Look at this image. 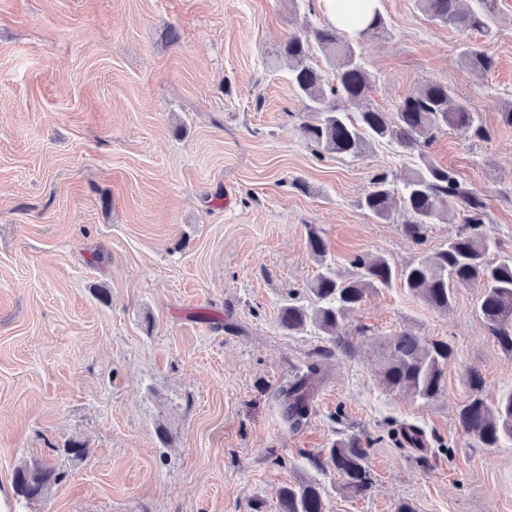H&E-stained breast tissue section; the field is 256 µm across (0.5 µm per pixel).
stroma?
<instances>
[{
  "label": "stroma",
  "mask_w": 512,
  "mask_h": 512,
  "mask_svg": "<svg viewBox=\"0 0 512 512\" xmlns=\"http://www.w3.org/2000/svg\"><path fill=\"white\" fill-rule=\"evenodd\" d=\"M379 9L387 33L362 43L371 104L392 111L428 81L466 103L489 138L447 130L429 154L483 195L486 230L512 253V0L469 35L496 59L485 75L416 0ZM328 24L319 0H0V512H250L256 499L278 512L279 489L314 474L329 512H512V444L481 447L457 419L468 369L489 396L512 388L479 288H457L446 314L402 288L368 294L349 319L367 330L353 359L277 325L320 270L309 227L346 278L356 258L400 267L462 227L431 225L415 246L358 201L417 157L302 138L312 114L275 53ZM408 324L453 349L428 403L374 379L375 339ZM314 363L324 380L295 429L278 391ZM350 435L373 480L358 498L310 464ZM34 462L58 480L29 503L12 480Z\"/></svg>",
  "instance_id": "obj_1"
}]
</instances>
